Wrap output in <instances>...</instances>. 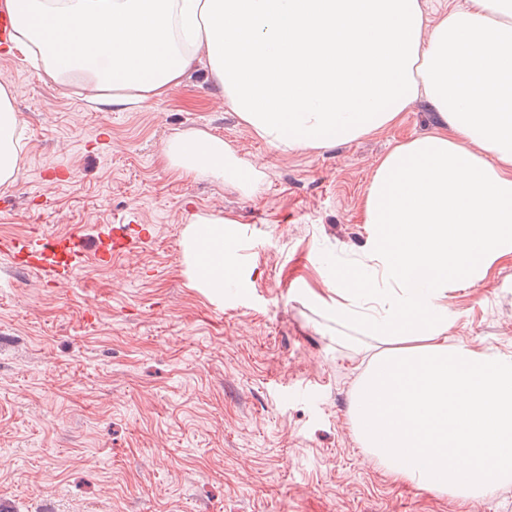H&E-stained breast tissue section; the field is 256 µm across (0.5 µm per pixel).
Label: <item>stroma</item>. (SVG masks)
<instances>
[{
    "label": "stroma",
    "mask_w": 512,
    "mask_h": 512,
    "mask_svg": "<svg viewBox=\"0 0 512 512\" xmlns=\"http://www.w3.org/2000/svg\"><path fill=\"white\" fill-rule=\"evenodd\" d=\"M21 125L0 185V237L91 239L137 214L150 244L59 281L0 252V512H512V485L480 507L393 483L348 422L371 336L343 334L313 302L327 259L363 249L365 190L394 146L431 132L423 100L395 125L282 153L225 105L198 63L161 101L100 108L19 51L0 83ZM229 142L261 172L242 193L180 176L181 132ZM232 213L235 282L194 287L181 242L195 214ZM450 342L512 352V264L458 290ZM309 394L292 397L296 387Z\"/></svg>",
    "instance_id": "1"
}]
</instances>
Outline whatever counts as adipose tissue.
Returning <instances> with one entry per match:
<instances>
[{
    "mask_svg": "<svg viewBox=\"0 0 512 512\" xmlns=\"http://www.w3.org/2000/svg\"><path fill=\"white\" fill-rule=\"evenodd\" d=\"M46 77L108 107L165 98L199 61L238 118L279 151L325 150L395 124L416 101L437 124L375 168L364 258L320 307L374 333L348 405L364 454L395 481L467 502L512 481V354L448 340L450 292L512 262V0H0ZM18 116L0 85V184L18 168ZM181 176L241 190L258 171L224 139L179 134ZM238 221L196 214L182 240L196 287L224 296Z\"/></svg>",
    "mask_w": 512,
    "mask_h": 512,
    "instance_id": "adipose-tissue-1",
    "label": "adipose tissue"
}]
</instances>
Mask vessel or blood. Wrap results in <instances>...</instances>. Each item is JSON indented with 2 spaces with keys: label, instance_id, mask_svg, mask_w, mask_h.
I'll return each instance as SVG.
<instances>
[{
  "label": "vessel or blood",
  "instance_id": "1",
  "mask_svg": "<svg viewBox=\"0 0 512 512\" xmlns=\"http://www.w3.org/2000/svg\"><path fill=\"white\" fill-rule=\"evenodd\" d=\"M147 233L131 234L128 225L122 224L109 232L99 234L94 247H87L82 236L77 234L56 235L40 239L37 246L27 241L11 239L0 242V250L8 253L20 268H53L60 279H70L87 250H94L99 259L107 261L112 255L129 251L147 243Z\"/></svg>",
  "mask_w": 512,
  "mask_h": 512
}]
</instances>
